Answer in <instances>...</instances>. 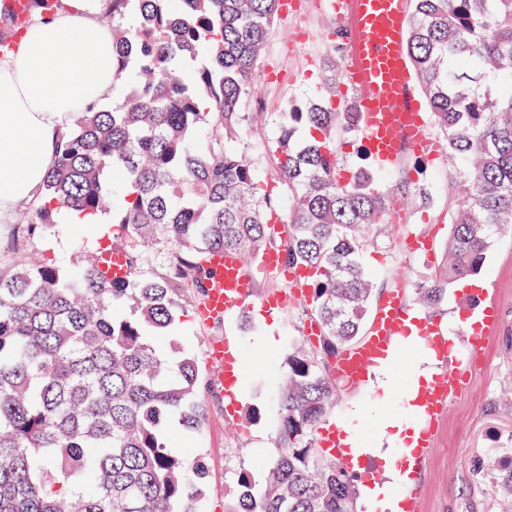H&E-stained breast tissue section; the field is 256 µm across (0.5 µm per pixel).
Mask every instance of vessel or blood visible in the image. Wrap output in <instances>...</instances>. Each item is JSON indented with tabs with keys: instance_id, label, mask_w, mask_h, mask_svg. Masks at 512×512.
Wrapping results in <instances>:
<instances>
[{
	"instance_id": "b4317fda",
	"label": "vessel or blood",
	"mask_w": 512,
	"mask_h": 512,
	"mask_svg": "<svg viewBox=\"0 0 512 512\" xmlns=\"http://www.w3.org/2000/svg\"><path fill=\"white\" fill-rule=\"evenodd\" d=\"M340 9L349 20L348 49L344 75L355 91L362 121L359 135L370 155L389 165L401 159L405 151L425 154L430 142L425 136L427 121L415 95L404 41L410 21V0H341ZM212 279L201 320L209 322L232 315L253 295L255 277L239 255L214 252L209 256ZM97 267L106 277L121 279L129 270L123 253L108 251L98 257ZM416 326L427 343L441 346L436 327L403 309L401 292L388 296L379 307L373 329L361 346L346 353L336 365V376L348 385L365 381L371 369L396 353V338ZM231 339L212 342L208 360L216 374L211 383L216 391L224 389V357L234 354ZM469 384L463 369L437 377L420 393L424 427L413 455L426 459L434 445L435 421L452 398L461 396Z\"/></svg>"
}]
</instances>
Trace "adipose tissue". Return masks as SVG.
I'll return each mask as SVG.
<instances>
[{
    "instance_id": "adipose-tissue-1",
    "label": "adipose tissue",
    "mask_w": 512,
    "mask_h": 512,
    "mask_svg": "<svg viewBox=\"0 0 512 512\" xmlns=\"http://www.w3.org/2000/svg\"><path fill=\"white\" fill-rule=\"evenodd\" d=\"M106 0H64L0 59V221L42 203L58 132L73 112L112 98Z\"/></svg>"
}]
</instances>
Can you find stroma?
<instances>
[{"label":"stroma","mask_w":512,"mask_h":512,"mask_svg":"<svg viewBox=\"0 0 512 512\" xmlns=\"http://www.w3.org/2000/svg\"><path fill=\"white\" fill-rule=\"evenodd\" d=\"M335 26L334 15L314 6L299 21L280 17L257 75L266 111H278L287 99L313 95L327 52L325 36ZM302 31L308 44L297 53L291 45ZM404 163L408 173L431 184L434 203L422 209L399 201L404 214L400 225L380 228L372 235L363 249L362 263L378 287L402 289L407 308L413 310L416 284L445 263L449 219L459 195L444 149H437L429 159L406 154ZM409 236L427 240L428 250H406L403 242ZM477 280L488 303L496 305L500 314L480 353H472L462 338L472 314L471 287L469 281L459 280L449 285L448 298L433 317L447 340L445 359H430L420 345L403 350L395 362L374 369L368 382L342 389L329 416L345 436L361 447L377 449V456L365 457L363 464L378 468L381 458L391 459L404 451L393 429L387 428V420L401 418L412 431L421 425L406 404L411 378L422 370L436 376L459 364L469 367V388L451 399L438 422L434 448L417 472V512H512V495L499 488L512 470V232L497 240ZM284 287L283 280L259 274L247 319L224 326L225 334L236 338L242 356L239 408L231 421L225 419L223 408H215L197 442L208 469L202 512H225L241 466H259L276 454L278 380L294 334L286 314L298 311L299 303L289 299L285 312L271 317L261 312L260 305L267 295Z\"/></svg>","instance_id":"stroma-1"}]
</instances>
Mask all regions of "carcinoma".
<instances>
[{
  "instance_id": "cac0c4a2",
  "label": "carcinoma",
  "mask_w": 512,
  "mask_h": 512,
  "mask_svg": "<svg viewBox=\"0 0 512 512\" xmlns=\"http://www.w3.org/2000/svg\"><path fill=\"white\" fill-rule=\"evenodd\" d=\"M4 2L0 42L15 46L62 0H28L20 25ZM109 13L115 77L134 80L120 107L73 113L48 202L27 208L0 249V512H199L208 472L199 449L171 446L167 425L176 417L202 434L222 396L194 353L176 347L172 362L154 337L206 303L214 251L254 261L273 251L311 269L304 306L320 329L319 345L288 350L277 456L240 469L227 512H356L354 478L317 430L336 395L332 365L377 295L364 236L387 223L394 196L371 168L339 173L336 131L356 130L355 110L331 107L345 33L330 32L316 94L273 113L263 153L276 178L264 186L259 159L224 141L264 117L255 77L280 0H110ZM411 13L405 53L463 197L444 271L416 286L434 309L512 227V0H411ZM63 210L111 215L108 235L88 237L68 267L38 251ZM111 249L127 257L123 280L96 266Z\"/></svg>"
}]
</instances>
